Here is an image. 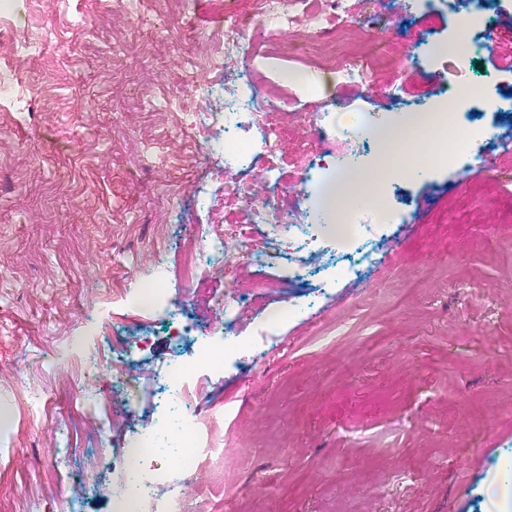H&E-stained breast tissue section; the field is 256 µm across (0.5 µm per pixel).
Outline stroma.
I'll use <instances>...</instances> for the list:
<instances>
[{
	"label": "stroma",
	"instance_id": "35a3bbf8",
	"mask_svg": "<svg viewBox=\"0 0 512 512\" xmlns=\"http://www.w3.org/2000/svg\"><path fill=\"white\" fill-rule=\"evenodd\" d=\"M257 0H0V33L25 29L31 46L0 59V408L12 415L0 445V512H113L87 482L84 461L101 426L76 416L77 352L87 314L118 320L127 307L113 289L139 285L157 264L178 269L181 242L202 224H247L244 199L212 183L203 134H190L175 93L205 85L203 57L224 28V9L252 17ZM349 25L372 39L420 45L456 36L467 0L452 8L412 0H347ZM274 22L251 32L241 81L288 101L260 112L280 130L276 150L253 157L252 189L276 180L281 208L297 195L317 200L302 179L303 143L313 136L301 107L329 113L337 152L354 120L373 125L442 100L435 78L462 75L490 98L512 93V71L487 61L511 46L512 0H499L485 46L460 71L457 57L420 58L375 73L374 89L340 85L331 62L298 52ZM382 199L390 223L370 217L377 245L362 271L334 274L294 311L301 294L287 264L232 276L255 289L234 328L224 367L206 373L196 397L214 410L224 466L202 468L191 492L197 512H484L490 472L512 486V147L489 168L436 167L397 179ZM166 316L151 315L155 363L171 354L166 323L194 303L205 327L224 324L209 304L226 285L187 291L167 283ZM133 409L112 414V438L132 442L158 399L139 355ZM410 473L390 481L393 469Z\"/></svg>",
	"mask_w": 512,
	"mask_h": 512
}]
</instances>
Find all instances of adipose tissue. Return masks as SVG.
<instances>
[{"label": "adipose tissue", "mask_w": 512, "mask_h": 512, "mask_svg": "<svg viewBox=\"0 0 512 512\" xmlns=\"http://www.w3.org/2000/svg\"><path fill=\"white\" fill-rule=\"evenodd\" d=\"M378 155L374 168L350 171L328 169L324 179L331 187L321 208L326 224L336 232L346 230V219L357 207H379L380 186L392 175L404 172V160H411L417 172L434 163L441 148L433 113H411L403 124H389L377 135Z\"/></svg>", "instance_id": "ef3b65f1"}]
</instances>
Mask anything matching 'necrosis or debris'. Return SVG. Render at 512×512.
Wrapping results in <instances>:
<instances>
[{
    "label": "necrosis or debris",
    "mask_w": 512,
    "mask_h": 512,
    "mask_svg": "<svg viewBox=\"0 0 512 512\" xmlns=\"http://www.w3.org/2000/svg\"><path fill=\"white\" fill-rule=\"evenodd\" d=\"M268 18L275 20L280 38L292 36L296 17L291 0H258V10L247 23L232 15L225 18L224 35L218 40L214 55L204 64L205 70L223 76V87L217 93L207 88L198 90L189 101L190 125L206 133L205 149L214 164L213 174L220 177L228 172L235 173L234 187L243 192L253 223L260 227L265 243L255 246L249 233L231 224L205 225L189 244L190 252L202 258L203 267L183 269L182 283L188 288L200 277H223L225 271L243 257L260 267L291 258L301 272L314 264L324 250L321 226L314 214L300 207L290 213L282 211L276 194L258 197L249 186L252 169L245 166V158L257 145L277 149L279 135L277 129L265 128L258 140L239 137V129L252 127L254 113L273 110L275 104L260 91L241 99L236 68L249 56V25L262 24ZM413 59L412 49L389 41L370 62L359 64L352 58H344L340 73L349 81L366 87L370 84L372 66ZM456 123V114L440 113L439 165L464 172L475 164H487L491 149L482 126H470L466 136L461 138L456 134ZM230 240L235 243L231 249L226 246ZM125 324L133 328L132 338H115L110 360L90 359L85 387H95L99 378L108 377L121 391L130 388L126 357L135 350L147 351L149 339L139 330L136 320L126 319ZM191 335L200 348L199 357L174 359L162 370L166 401L152 427L142 433L137 447L120 454L108 447L96 451L98 457L112 460L109 490L120 512H192L190 490L197 471L203 466L216 467L221 463L216 444L200 443L202 432L213 417L202 414L193 398L201 373L200 361H207L211 370L221 369L227 343L222 340L220 329L200 330L190 322L182 324L174 338L180 342ZM162 437L180 451L177 469H169L164 461L157 446Z\"/></svg>",
    "instance_id": "4bbe7bcc"
}]
</instances>
